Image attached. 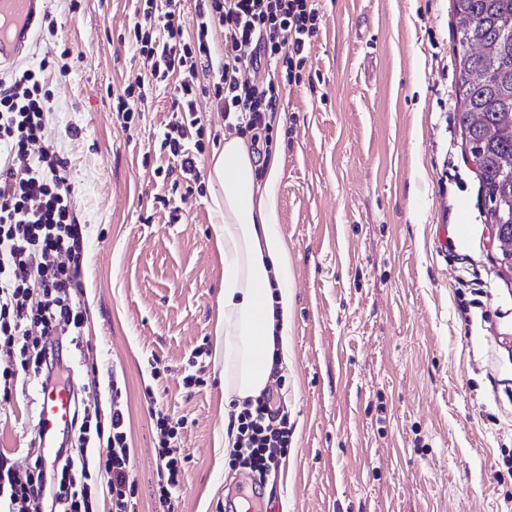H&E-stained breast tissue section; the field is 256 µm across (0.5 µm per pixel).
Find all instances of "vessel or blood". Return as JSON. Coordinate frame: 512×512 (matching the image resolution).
I'll return each instance as SVG.
<instances>
[{"mask_svg":"<svg viewBox=\"0 0 512 512\" xmlns=\"http://www.w3.org/2000/svg\"><path fill=\"white\" fill-rule=\"evenodd\" d=\"M45 0H0V67L17 62L32 47L37 19ZM75 396L69 389L44 393L40 427L50 433L68 423Z\"/></svg>","mask_w":512,"mask_h":512,"instance_id":"1","label":"vessel or blood"}]
</instances>
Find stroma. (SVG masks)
<instances>
[{"mask_svg": "<svg viewBox=\"0 0 512 512\" xmlns=\"http://www.w3.org/2000/svg\"><path fill=\"white\" fill-rule=\"evenodd\" d=\"M318 4L306 68L271 121L294 325L274 389L290 444L264 498L276 512H512V272L457 122L453 0ZM144 6L45 0L19 61L44 70L45 138L87 227L85 334L59 351L83 406L108 410V374L120 378L132 512H162L158 411L185 422L172 512H222L248 470L224 450L217 215L209 188H187L160 148L181 74L149 91L130 127L115 112L151 69L128 44ZM196 115L203 131L186 144L204 162L228 130L209 98ZM465 275L489 292L481 308L460 307ZM198 348L202 382L188 387ZM40 398L29 376L0 400V458L15 466L38 441Z\"/></svg>", "mask_w": 512, "mask_h": 512, "instance_id": "stroma-1", "label": "stroma"}]
</instances>
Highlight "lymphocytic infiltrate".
<instances>
[{"label": "lymphocytic infiltrate", "mask_w": 512, "mask_h": 512, "mask_svg": "<svg viewBox=\"0 0 512 512\" xmlns=\"http://www.w3.org/2000/svg\"><path fill=\"white\" fill-rule=\"evenodd\" d=\"M317 0H196L193 35H186L180 0L164 10L146 7L129 28L137 52L153 57L149 75L135 77L117 98L123 123L133 121L150 86L170 74L183 76L175 111L194 114L198 97L213 98L226 126L261 139L280 108L279 84L263 75L280 71L284 82L299 83L307 51L319 25ZM224 31V60L213 65L208 37ZM209 84H198L199 72ZM52 93L42 72L15 69L0 75V351L18 359V369L0 370V397L9 398L18 371L32 370L41 388L61 384V360L53 339L82 335L84 316L75 302L83 267L86 227L74 210V186L66 159L44 142ZM113 402L108 420L89 425L72 417L82 449L79 459L59 462L35 455L29 468L0 460V512H94L87 485L104 478L112 512H129L132 451L117 381L109 383ZM235 454L260 479L276 475L279 455L289 443L288 416L273 394L246 403L238 415ZM158 461L166 471L158 500L170 505L180 485L174 443L183 420L158 414Z\"/></svg>", "instance_id": "f902f5d3"}]
</instances>
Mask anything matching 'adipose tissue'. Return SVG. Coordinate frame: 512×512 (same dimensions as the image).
<instances>
[{
  "instance_id": "adipose-tissue-1",
  "label": "adipose tissue",
  "mask_w": 512,
  "mask_h": 512,
  "mask_svg": "<svg viewBox=\"0 0 512 512\" xmlns=\"http://www.w3.org/2000/svg\"><path fill=\"white\" fill-rule=\"evenodd\" d=\"M218 215L214 240L224 253V308L215 334L224 359V401L261 395L274 368L287 364L294 321L288 247L278 232L279 159L257 181L244 138L228 135L207 161Z\"/></svg>"
}]
</instances>
